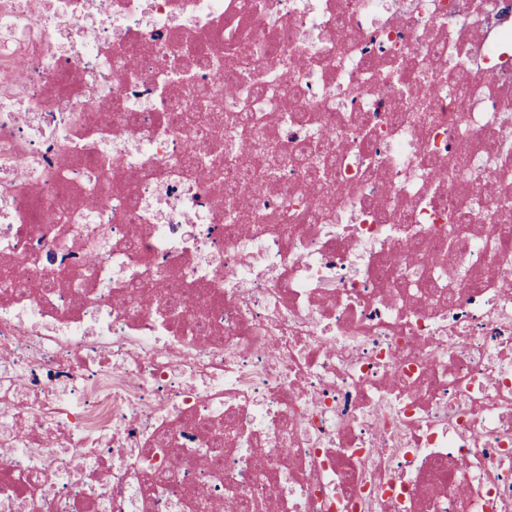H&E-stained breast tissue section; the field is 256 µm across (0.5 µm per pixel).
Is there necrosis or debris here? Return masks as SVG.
<instances>
[{
  "label": "necrosis or debris",
  "instance_id": "1",
  "mask_svg": "<svg viewBox=\"0 0 512 512\" xmlns=\"http://www.w3.org/2000/svg\"><path fill=\"white\" fill-rule=\"evenodd\" d=\"M505 198L512 0H0V512H512Z\"/></svg>",
  "mask_w": 512,
  "mask_h": 512
}]
</instances>
